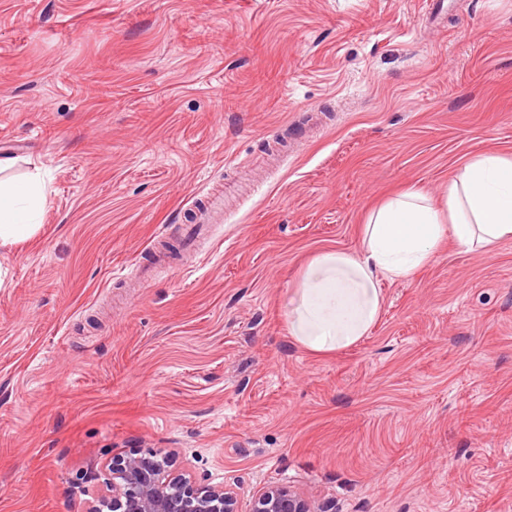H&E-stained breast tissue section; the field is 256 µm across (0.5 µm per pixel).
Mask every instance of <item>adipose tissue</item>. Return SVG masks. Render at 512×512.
Masks as SVG:
<instances>
[{"label": "adipose tissue", "instance_id": "1", "mask_svg": "<svg viewBox=\"0 0 512 512\" xmlns=\"http://www.w3.org/2000/svg\"><path fill=\"white\" fill-rule=\"evenodd\" d=\"M46 191L37 172L21 184L0 179V248L35 232ZM447 236L463 249L486 251L512 239L511 153L466 161L449 181L443 205L418 186L388 199L363 224L359 254L316 253L288 305L289 337L315 355L355 345L381 314L380 282L411 278Z\"/></svg>", "mask_w": 512, "mask_h": 512}]
</instances>
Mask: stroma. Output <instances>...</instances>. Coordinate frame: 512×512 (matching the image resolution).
Returning a JSON list of instances; mask_svg holds the SVG:
<instances>
[{
  "instance_id": "obj_1",
  "label": "stroma",
  "mask_w": 512,
  "mask_h": 512,
  "mask_svg": "<svg viewBox=\"0 0 512 512\" xmlns=\"http://www.w3.org/2000/svg\"><path fill=\"white\" fill-rule=\"evenodd\" d=\"M0 0V155L49 194L0 249V512H86L113 457L319 512H512V239L444 241L376 325L287 331L317 251L512 153V0ZM193 256L122 287L199 196ZM200 205L203 209L200 210ZM219 202L216 197L205 196L204 200L195 205L196 223L197 224H183V236L185 240H191L195 237L202 228V225L210 222L211 215L217 213Z\"/></svg>"
}]
</instances>
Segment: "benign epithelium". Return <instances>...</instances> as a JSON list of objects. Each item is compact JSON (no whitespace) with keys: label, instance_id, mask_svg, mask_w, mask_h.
Segmentation results:
<instances>
[{"label":"benign epithelium","instance_id":"1","mask_svg":"<svg viewBox=\"0 0 512 512\" xmlns=\"http://www.w3.org/2000/svg\"><path fill=\"white\" fill-rule=\"evenodd\" d=\"M170 458L161 451L112 461L106 489L89 512H317L291 486L273 485L242 510L237 492L171 476Z\"/></svg>","mask_w":512,"mask_h":512}]
</instances>
